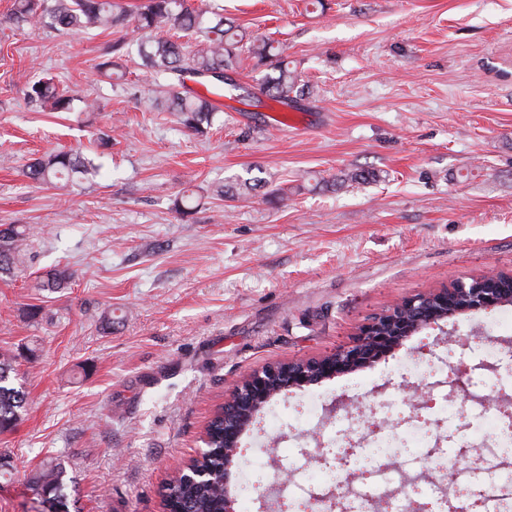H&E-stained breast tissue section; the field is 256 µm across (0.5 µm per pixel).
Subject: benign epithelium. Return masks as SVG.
Listing matches in <instances>:
<instances>
[{
  "label": "benign epithelium",
  "mask_w": 512,
  "mask_h": 512,
  "mask_svg": "<svg viewBox=\"0 0 512 512\" xmlns=\"http://www.w3.org/2000/svg\"><path fill=\"white\" fill-rule=\"evenodd\" d=\"M499 276V272L490 270L469 283L403 299L365 324L350 344L326 357L269 364L246 375L224 400V473L220 478L224 484V512H234L229 481L236 466L239 439L262 401L289 387L319 383L369 366L439 319L484 311L506 302L512 298V289L498 287Z\"/></svg>",
  "instance_id": "1"
}]
</instances>
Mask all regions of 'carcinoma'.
I'll return each mask as SVG.
<instances>
[{
  "mask_svg": "<svg viewBox=\"0 0 512 512\" xmlns=\"http://www.w3.org/2000/svg\"><path fill=\"white\" fill-rule=\"evenodd\" d=\"M9 20L18 25L49 27L60 34L130 26L132 32L147 35L146 40L138 43L143 66L167 81V110L176 117L178 124L194 134H205L219 111L213 96L224 95L227 86L238 88L229 71L233 70L246 33L222 17L210 24L207 11L193 7L189 0H144L133 17L120 0H13ZM164 29L193 34L195 43L152 36ZM127 45L124 38L108 43L102 50L99 68L112 69L113 58L125 55ZM248 50L257 64L267 70L259 85L262 95L288 106L306 94V87L299 83L296 72L289 68L288 61L272 43H253ZM187 75L199 79L204 90L189 88L185 84ZM27 98L55 112L72 110L74 101V96L59 89L50 79L29 85ZM101 168L102 165L94 163L79 150L51 151L35 158L24 175L38 184L62 188L98 174ZM376 178L372 172L354 170L342 173L333 184L348 188ZM198 206L192 193H183L174 201V209L182 217L192 215ZM27 246L28 236L21 226L1 224L0 272L17 267ZM73 277L74 273L68 267H56L46 273L41 287L64 288ZM13 374H17L16 359L0 354V434L14 430L28 403L27 394L9 384ZM206 434L213 438L220 452L204 457L200 465L220 468L224 465L221 410L214 413ZM28 489L49 503L50 512H80L75 508V500L67 493L66 472L58 464L48 463L31 475ZM165 496L172 497L178 507L189 512H224L223 496L203 484L176 480L166 486Z\"/></svg>",
  "mask_w": 512,
  "mask_h": 512,
  "instance_id": "1",
  "label": "carcinoma"
}]
</instances>
